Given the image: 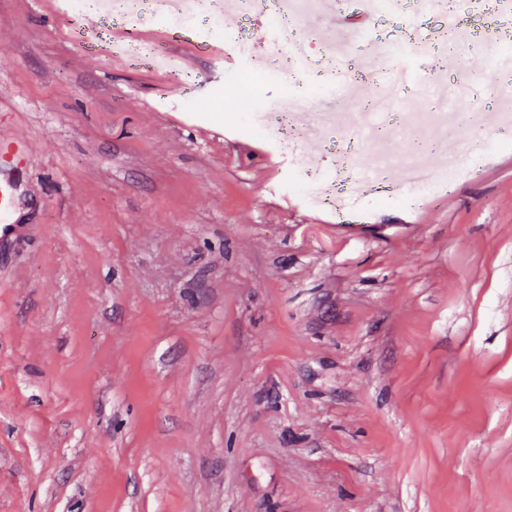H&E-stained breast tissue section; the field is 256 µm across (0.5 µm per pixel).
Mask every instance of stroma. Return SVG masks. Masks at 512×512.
<instances>
[{"mask_svg": "<svg viewBox=\"0 0 512 512\" xmlns=\"http://www.w3.org/2000/svg\"><path fill=\"white\" fill-rule=\"evenodd\" d=\"M194 84L0 0V512H512V150L358 221ZM477 95L504 82L452 44ZM19 167L4 171L0 167V221L2 222L13 211L16 203L18 184L15 173Z\"/></svg>", "mask_w": 512, "mask_h": 512, "instance_id": "1", "label": "stroma"}]
</instances>
